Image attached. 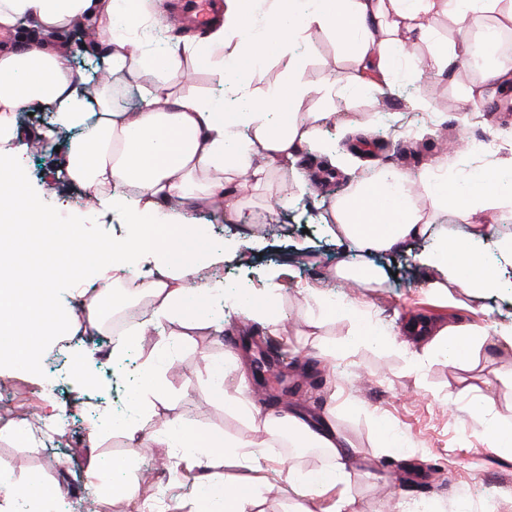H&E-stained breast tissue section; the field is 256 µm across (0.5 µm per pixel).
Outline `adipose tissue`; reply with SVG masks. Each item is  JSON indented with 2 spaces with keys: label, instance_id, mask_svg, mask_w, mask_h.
I'll use <instances>...</instances> for the list:
<instances>
[{
  "label": "adipose tissue",
  "instance_id": "obj_1",
  "mask_svg": "<svg viewBox=\"0 0 512 512\" xmlns=\"http://www.w3.org/2000/svg\"><path fill=\"white\" fill-rule=\"evenodd\" d=\"M224 0V20L210 30L207 41L195 48H168L147 58L137 43L118 38L121 20L130 26H157L163 14L159 0H128L118 10L116 0H0V34L24 27L33 38L0 48V139L13 147L0 152V221L13 227L12 272L0 270V334L10 336L17 353L36 360L27 343L29 335L47 336L58 324V294L51 272L38 266L35 255L23 247L32 231L48 233L54 214L30 202L24 189L21 157L25 151L15 125L18 114L38 108L49 112L54 130H76L62 172L64 179L91 190L97 210L124 212L129 222L114 240L85 243L79 235L57 244L72 280H79L86 253H108L111 264L99 271L95 299L88 306V321L112 301L114 284L136 277L147 266L161 269V278L147 283L151 307L135 335L173 322L188 329L212 327V302L223 299L224 282L205 279L201 269L223 265L227 256L241 251L238 236L223 244L207 241L187 216L195 207L221 205L232 225L250 223L238 198V177L256 190H268L278 166L295 161L306 142L318 137L336 119L327 104L340 95L335 82L319 90V110L303 111L311 88L304 78V58L296 48L307 30L334 32L358 62L378 61L387 66L405 56L417 76L441 71L449 57L432 50L413 54L416 41L426 38L438 16L466 24L475 12L506 8L512 0ZM91 22L104 47L111 73L136 79L143 71L180 70L184 62L208 63L214 80L232 98L220 102L194 94L177 93L165 84L143 88L136 111L114 108L111 85L87 88L78 78L67 46L58 35L75 24ZM455 51L481 57L494 88L512 86V61L487 54L482 40L462 36ZM288 58L280 81L253 93L249 76L272 54ZM479 187L458 217L462 232L435 228L429 215L448 210V190L437 180H423L426 204H419L413 182L393 169L379 170L375 179L359 182L353 192L334 206L337 242L390 253L406 243L426 239L428 250L420 263L437 276L428 284L439 292L450 287L486 300L498 298L512 284V237L501 235L488 223L489 211L500 204L501 190L492 176L478 179ZM418 337L444 345L450 360L464 365L475 347L492 344L512 350V324L493 331H478L463 324L435 328L423 324ZM231 402L245 419L265 435L261 444L226 436L219 431L197 433L174 426L152 439L159 448H175L187 469L195 473L190 512H259L264 486L260 448L288 443L292 448H317L325 466L304 470L289 467L286 483L319 495L339 485L340 462L349 454L348 441L329 420L313 423L299 413L275 418L256 410L245 391ZM234 461L250 472L249 478L213 487L211 470L218 458Z\"/></svg>",
  "mask_w": 512,
  "mask_h": 512
}]
</instances>
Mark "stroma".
Returning a JSON list of instances; mask_svg holds the SVG:
<instances>
[{"instance_id":"35a3bbf8","label":"stroma","mask_w":512,"mask_h":512,"mask_svg":"<svg viewBox=\"0 0 512 512\" xmlns=\"http://www.w3.org/2000/svg\"><path fill=\"white\" fill-rule=\"evenodd\" d=\"M307 41L305 79L311 88L328 79L344 86L357 75L375 88L337 96L330 104L335 122L303 145L294 165L275 172L270 192L250 190L243 197L260 243L248 249L245 260L225 262L224 277H248L258 286L269 269H281L280 322L267 333L285 337L296 361L287 397L278 398L273 378L265 384L249 380V388L269 412L298 409L329 418L354 445L346 485L355 512H418L424 502L433 512H456L461 503L470 512H487L491 499L496 512H512V455L491 448L486 434L489 421L512 412V352L487 344L460 367L440 352H424L407 332L421 319L476 329L510 322L512 288L495 300L456 288L446 296L433 294L427 287L432 271L417 261L423 242H410L392 255L369 254L336 242L328 225L333 202L381 167L416 179L435 157L450 156L449 185L466 187L473 172L466 159L480 139L489 140L491 149L482 170L498 175L503 195L512 194V118L499 102L463 105L482 81L463 59L434 78H415L402 64L383 78L358 70L331 32L311 30ZM160 79L178 91L221 93L209 73L190 64L161 78L142 77L150 84ZM70 139L66 133L52 142L29 141L22 156L26 193L53 211L58 223L77 227L86 242L111 238L125 217L89 215L84 190L57 175ZM279 196L288 198L287 208L274 205ZM343 263L379 269L385 279L367 290L329 279V270ZM358 300V318L319 316V302L344 308ZM258 328L228 304L223 330L186 331L174 323L155 335L131 336L119 362L112 358L115 337L107 326L68 328L71 345L54 360L45 356L50 339L38 338L42 354L32 367L0 360V467L13 473L19 487L55 499L61 512H84L83 503L96 497L93 467L123 460L126 468L113 470L112 480L138 485L139 497H108L110 512H140L145 500L156 497L166 512H183L192 486L180 477L179 454L152 446L148 438L180 421L199 432L252 439L246 419L215 395L209 365L250 362L249 344ZM160 348L171 362L150 383L141 365ZM154 386L167 399L141 414L139 442L112 436L99 422L101 414L127 412L131 396ZM57 417L64 420L67 441L47 433ZM264 455L262 512H291L296 506L326 512L329 497L289 490L283 481L289 466L324 464L319 450L268 448Z\"/></svg>"}]
</instances>
